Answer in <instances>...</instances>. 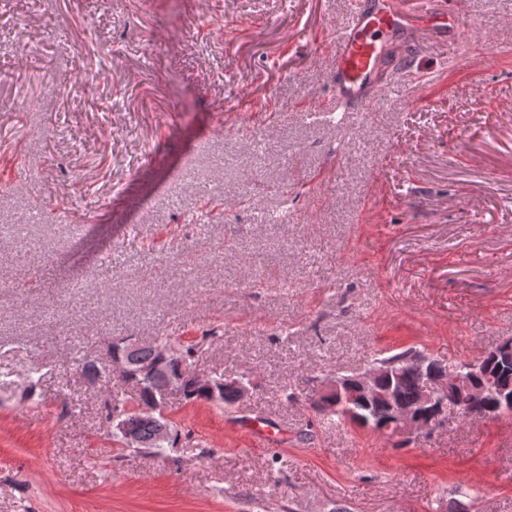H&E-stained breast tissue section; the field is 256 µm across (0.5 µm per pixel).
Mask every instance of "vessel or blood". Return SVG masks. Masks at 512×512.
Masks as SVG:
<instances>
[{"instance_id": "1", "label": "vessel or blood", "mask_w": 512, "mask_h": 512, "mask_svg": "<svg viewBox=\"0 0 512 512\" xmlns=\"http://www.w3.org/2000/svg\"><path fill=\"white\" fill-rule=\"evenodd\" d=\"M425 21L431 29L443 31L448 27V14L418 11L414 0H353L330 51L332 97L320 104V111L344 112L353 104L368 102L391 66L388 44L410 40Z\"/></svg>"}]
</instances>
